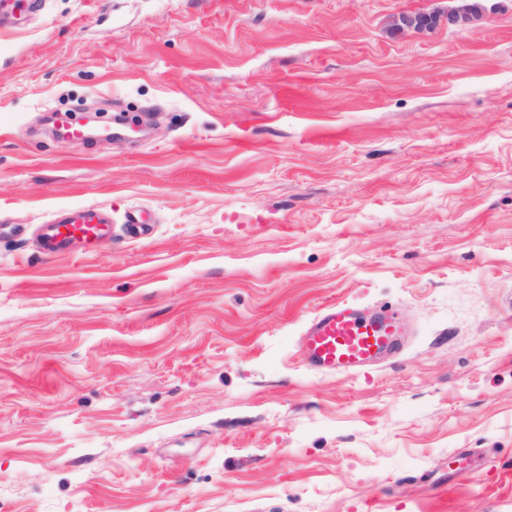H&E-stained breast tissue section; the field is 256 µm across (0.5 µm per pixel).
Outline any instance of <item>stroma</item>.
<instances>
[{
  "instance_id": "obj_1",
  "label": "stroma",
  "mask_w": 512,
  "mask_h": 512,
  "mask_svg": "<svg viewBox=\"0 0 512 512\" xmlns=\"http://www.w3.org/2000/svg\"><path fill=\"white\" fill-rule=\"evenodd\" d=\"M46 0L0 31L12 512H512V0ZM434 13L430 30L403 14ZM151 113L118 141L44 118ZM100 204L112 236L35 230ZM151 213L147 232L127 224ZM405 316L354 374L330 303ZM112 235V213L98 205L66 206L42 224L41 247L48 256L86 254ZM402 335L397 313L387 310L363 315L346 304L322 307L306 324L298 353L311 369L349 373L374 364L393 349Z\"/></svg>"
}]
</instances>
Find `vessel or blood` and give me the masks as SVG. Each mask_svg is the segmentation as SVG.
I'll return each instance as SVG.
<instances>
[{
    "mask_svg": "<svg viewBox=\"0 0 512 512\" xmlns=\"http://www.w3.org/2000/svg\"><path fill=\"white\" fill-rule=\"evenodd\" d=\"M43 0H0V27L18 26L38 12ZM112 234V214L93 204L66 206L41 227V247L49 256L85 254ZM402 333L397 313L361 314L345 304L322 307L306 324L298 353L311 369L349 373L374 364L393 349Z\"/></svg>",
    "mask_w": 512,
    "mask_h": 512,
    "instance_id": "b4317fda",
    "label": "vessel or blood"
}]
</instances>
